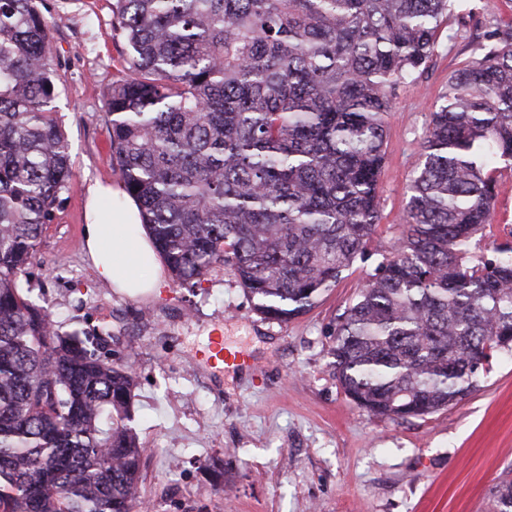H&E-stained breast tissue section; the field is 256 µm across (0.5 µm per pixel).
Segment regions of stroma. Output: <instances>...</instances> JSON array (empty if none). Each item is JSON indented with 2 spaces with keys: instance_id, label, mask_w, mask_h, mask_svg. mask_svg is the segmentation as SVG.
<instances>
[{
  "instance_id": "stroma-1",
  "label": "stroma",
  "mask_w": 512,
  "mask_h": 512,
  "mask_svg": "<svg viewBox=\"0 0 512 512\" xmlns=\"http://www.w3.org/2000/svg\"><path fill=\"white\" fill-rule=\"evenodd\" d=\"M39 9L61 76L55 105L73 178L43 229L32 296L63 330L110 323L114 349L134 366L133 425L147 450L135 512H489L491 489L512 473V355L494 358L455 405L391 419L345 396L329 349L337 314L401 235L424 131L449 76L512 21V0H456L428 71L397 87L386 118L372 256L288 322L258 314L222 268L200 288L168 279L141 296L97 276L84 231L88 185H116L103 112L120 58L112 0H39ZM216 334L249 366L206 362Z\"/></svg>"
}]
</instances>
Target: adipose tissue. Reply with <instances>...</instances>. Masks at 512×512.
I'll return each mask as SVG.
<instances>
[{"mask_svg": "<svg viewBox=\"0 0 512 512\" xmlns=\"http://www.w3.org/2000/svg\"><path fill=\"white\" fill-rule=\"evenodd\" d=\"M114 206L92 213L86 226L85 245L98 275L129 294L161 288L160 278H144L147 268L159 261L146 235L137 204L113 191Z\"/></svg>", "mask_w": 512, "mask_h": 512, "instance_id": "adipose-tissue-1", "label": "adipose tissue"}]
</instances>
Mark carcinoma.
Wrapping results in <instances>:
<instances>
[{
    "label": "carcinoma",
    "mask_w": 512,
    "mask_h": 512,
    "mask_svg": "<svg viewBox=\"0 0 512 512\" xmlns=\"http://www.w3.org/2000/svg\"><path fill=\"white\" fill-rule=\"evenodd\" d=\"M453 0H114L104 103L118 186L181 288L223 266L267 319L309 311L381 221L385 115L427 68ZM448 77L397 247L336 318L361 409L405 419L512 354V246L475 254L512 170V25ZM37 0H0V512H133L146 449L112 326L61 330L32 297L72 178ZM491 512H512V477Z\"/></svg>",
    "instance_id": "1"
}]
</instances>
